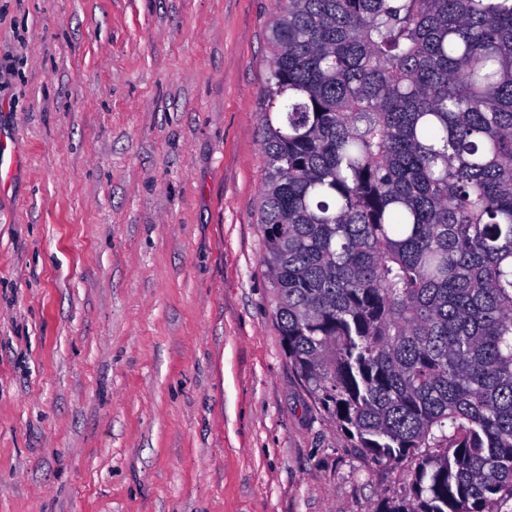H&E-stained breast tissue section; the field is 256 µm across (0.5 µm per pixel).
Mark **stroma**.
Masks as SVG:
<instances>
[{"label": "stroma", "mask_w": 512, "mask_h": 512, "mask_svg": "<svg viewBox=\"0 0 512 512\" xmlns=\"http://www.w3.org/2000/svg\"><path fill=\"white\" fill-rule=\"evenodd\" d=\"M279 0H0V512H379L263 262Z\"/></svg>", "instance_id": "35a3bbf8"}]
</instances>
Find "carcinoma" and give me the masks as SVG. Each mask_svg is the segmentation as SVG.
Returning <instances> with one entry per match:
<instances>
[{"instance_id":"obj_1","label":"carcinoma","mask_w":512,"mask_h":512,"mask_svg":"<svg viewBox=\"0 0 512 512\" xmlns=\"http://www.w3.org/2000/svg\"><path fill=\"white\" fill-rule=\"evenodd\" d=\"M259 223L288 360L387 512L512 498V0H281ZM445 447L438 455L424 448Z\"/></svg>"}]
</instances>
